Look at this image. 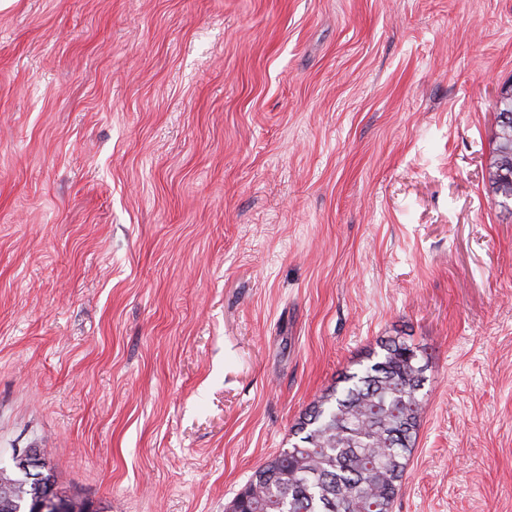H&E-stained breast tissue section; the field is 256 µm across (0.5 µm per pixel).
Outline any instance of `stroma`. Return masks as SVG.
<instances>
[{
	"instance_id": "obj_1",
	"label": "stroma",
	"mask_w": 512,
	"mask_h": 512,
	"mask_svg": "<svg viewBox=\"0 0 512 512\" xmlns=\"http://www.w3.org/2000/svg\"><path fill=\"white\" fill-rule=\"evenodd\" d=\"M512 0L0 10V462L96 512H225L401 337L391 512H512ZM494 148L488 164V182L490 191L500 198V203L512 197V126L506 130L495 127ZM509 174L510 178L503 174Z\"/></svg>"
}]
</instances>
